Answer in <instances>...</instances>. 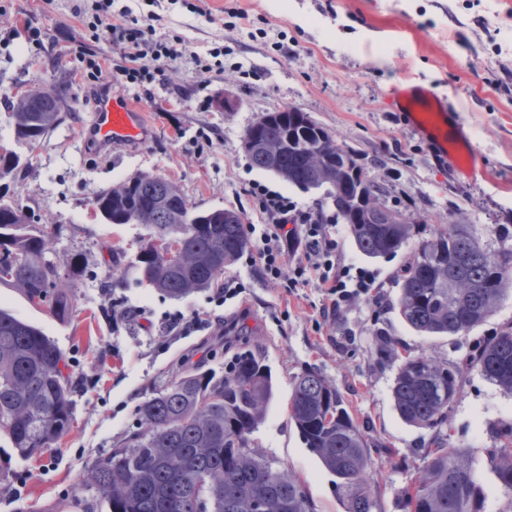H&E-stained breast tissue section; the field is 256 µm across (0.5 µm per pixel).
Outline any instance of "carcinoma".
Instances as JSON below:
<instances>
[{
  "instance_id": "obj_1",
  "label": "carcinoma",
  "mask_w": 512,
  "mask_h": 512,
  "mask_svg": "<svg viewBox=\"0 0 512 512\" xmlns=\"http://www.w3.org/2000/svg\"><path fill=\"white\" fill-rule=\"evenodd\" d=\"M68 100L56 79L45 112L6 107L14 138L0 154V180L25 165L17 147L39 144L61 120L53 106ZM250 165L302 190L344 182L363 186L374 205L336 213L357 251L375 259L395 255L420 231L393 213L386 190L365 169L344 164L336 136L311 116L283 109L250 125L243 142ZM94 204L109 224H142L149 231L137 256L140 279L171 299L211 288L247 247L241 217L230 210L198 211L176 183L152 172L136 173L97 192ZM48 233L23 206L0 193V286L15 288L57 318L74 307V283L90 269L85 253L65 263L47 257ZM512 286V250H495L468 224H446L416 246L401 274L398 309L424 336L466 333L486 320ZM380 358L397 365L392 387L401 419L430 432L424 466L402 496L403 512H486V494L466 450L448 433V411L459 399L463 371L478 369L512 393V327L476 343L460 362L425 354L399 355L402 344L379 331ZM73 376L64 352L38 328L0 308V433L21 457L47 450L70 430ZM265 358L241 345L219 377L196 367L182 372L138 408L136 427L87 480L100 498L87 512H314L286 471L254 454L249 435L273 398ZM288 411L306 446L336 476L345 512H374L376 481L367 440L341 393L315 369L296 375ZM485 458L509 496L512 512V424L500 425Z\"/></svg>"
}]
</instances>
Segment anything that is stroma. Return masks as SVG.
I'll list each match as a JSON object with an SVG mask.
<instances>
[{"instance_id":"stroma-1","label":"stroma","mask_w":512,"mask_h":512,"mask_svg":"<svg viewBox=\"0 0 512 512\" xmlns=\"http://www.w3.org/2000/svg\"><path fill=\"white\" fill-rule=\"evenodd\" d=\"M72 0H0V99L13 88L52 83L56 58L70 78V112L29 154L10 183L34 221L53 232L57 256L92 257L66 320L0 287V306L40 329L66 354L77 382L70 431L40 456L17 455L0 435V512H85L99 493L84 479L135 427L140 404L181 369L198 364L223 374L233 350L229 328L248 327L251 348L265 357L275 397L250 436L253 452L298 481L317 512H344L336 478L303 444L290 421L294 377L322 372L343 395L356 422L367 428L377 480L374 512H401L404 488L423 465L428 431L404 424L391 387L396 369L380 362L374 332L383 329L412 353L455 361L482 337L512 324V294L485 322L456 336L424 337L399 315L398 275L417 242L396 256L367 259L344 223L336 251L368 292L343 303L333 318L327 298L309 285L291 288L266 278L249 253L225 272L244 291L224 306L223 326L179 338L165 328V312L209 309L208 291L173 300L145 287L135 269L146 235L140 224H107L96 214L98 191L140 171L177 181L192 206L238 212L261 223L253 181L288 193L298 207L336 210L323 191L309 192L251 167L242 149L247 127L262 113L290 106L307 112L354 149L367 174L388 187L390 202L411 215L421 234L440 224H467L493 249H512V13L505 0H203V14L182 0H133L136 16L159 11L158 40H181V59L166 63L162 81L142 83L150 101H136L148 124L145 143L113 154L88 147L81 136L94 109L90 60L111 73L116 48L95 42L71 15ZM30 25L38 41L14 37ZM222 50V78L203 72L196 56ZM413 81L448 99L481 154L485 172L463 175L436 162L420 136L404 124L391 97L394 85ZM235 101L224 111L223 98ZM116 298L138 310L137 325L109 322L102 309ZM512 422V394L478 370L465 371L459 399L448 413L455 445L473 460L487 493V512L507 496L487 466L492 431Z\"/></svg>"}]
</instances>
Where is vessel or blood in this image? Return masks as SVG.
<instances>
[{"mask_svg": "<svg viewBox=\"0 0 512 512\" xmlns=\"http://www.w3.org/2000/svg\"><path fill=\"white\" fill-rule=\"evenodd\" d=\"M393 98L409 126L421 136L440 163H452L469 175L479 172L480 157L471 146L457 113L446 100L437 98L420 84L395 88ZM84 135L86 143L108 150L141 144L148 135V128L143 112L112 94L103 93L96 99Z\"/></svg>", "mask_w": 512, "mask_h": 512, "instance_id": "1", "label": "vessel or blood"}]
</instances>
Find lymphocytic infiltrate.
<instances>
[{
	"mask_svg": "<svg viewBox=\"0 0 512 512\" xmlns=\"http://www.w3.org/2000/svg\"><path fill=\"white\" fill-rule=\"evenodd\" d=\"M73 14L78 20L88 21L94 40L110 41L118 47L123 63L116 74L131 86L140 85L145 78L146 61L174 59L182 53L178 43L154 40L158 15L138 18L130 7H114L113 0L75 6ZM250 190L263 221L246 225L247 247L267 277L294 286L313 284L323 288L332 298L328 306L332 313L340 302L365 289L363 280H351L336 252L335 226L330 218L318 210L300 209L290 197L261 182H252ZM297 253L304 255V262L287 267L286 255Z\"/></svg>",
	"mask_w": 512,
	"mask_h": 512,
	"instance_id": "lymphocytic-infiltrate-1",
	"label": "lymphocytic infiltrate"
}]
</instances>
